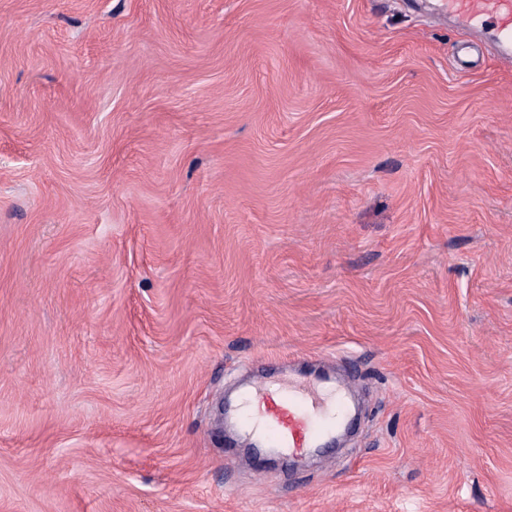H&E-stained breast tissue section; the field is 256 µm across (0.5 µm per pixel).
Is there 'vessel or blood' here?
<instances>
[{
  "label": "vessel or blood",
  "instance_id": "1",
  "mask_svg": "<svg viewBox=\"0 0 512 512\" xmlns=\"http://www.w3.org/2000/svg\"><path fill=\"white\" fill-rule=\"evenodd\" d=\"M447 12L466 27L490 23L502 42H512V0H447ZM250 395L254 407L245 419L247 432L258 438L260 446L278 449L284 457L321 447L349 412L344 398L326 406L307 384L291 383L272 391L259 380L252 384Z\"/></svg>",
  "mask_w": 512,
  "mask_h": 512
}]
</instances>
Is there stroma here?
Here are the masks:
<instances>
[{"label": "stroma", "instance_id": "obj_1", "mask_svg": "<svg viewBox=\"0 0 512 512\" xmlns=\"http://www.w3.org/2000/svg\"><path fill=\"white\" fill-rule=\"evenodd\" d=\"M442 0H0V512H512V62ZM329 367L343 450L225 436Z\"/></svg>", "mask_w": 512, "mask_h": 512}]
</instances>
